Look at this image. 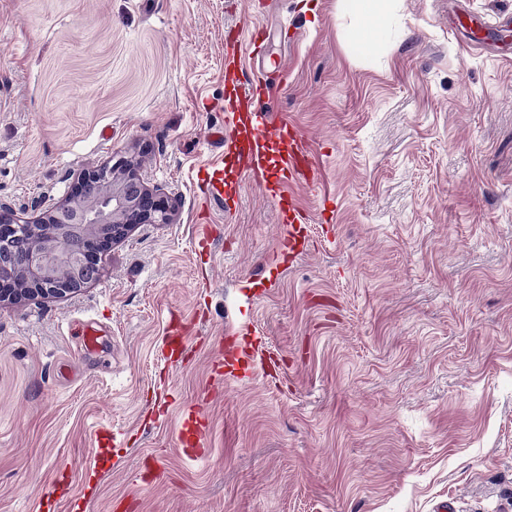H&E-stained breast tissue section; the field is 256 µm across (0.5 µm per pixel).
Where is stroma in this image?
<instances>
[{"label":"stroma","mask_w":512,"mask_h":512,"mask_svg":"<svg viewBox=\"0 0 512 512\" xmlns=\"http://www.w3.org/2000/svg\"><path fill=\"white\" fill-rule=\"evenodd\" d=\"M307 141L215 202L225 38ZM0 0V199L131 155L176 203L0 309V512H512V0ZM96 332L86 346L84 331ZM386 0H340L344 10L352 17L354 34L358 37L365 31L380 32ZM261 36L260 29L241 30L228 36L227 42L233 44V60L236 58L238 65L242 64V51L244 47L247 49V46L249 48L251 45H255Z\"/></svg>","instance_id":"stroma-1"}]
</instances>
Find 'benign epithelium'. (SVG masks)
Returning a JSON list of instances; mask_svg holds the SVG:
<instances>
[{"instance_id":"7a95c632","label":"benign epithelium","mask_w":512,"mask_h":512,"mask_svg":"<svg viewBox=\"0 0 512 512\" xmlns=\"http://www.w3.org/2000/svg\"><path fill=\"white\" fill-rule=\"evenodd\" d=\"M65 196L0 201V308L65 299L98 281L101 261L140 224H171V197L149 187L136 158L67 174Z\"/></svg>"}]
</instances>
